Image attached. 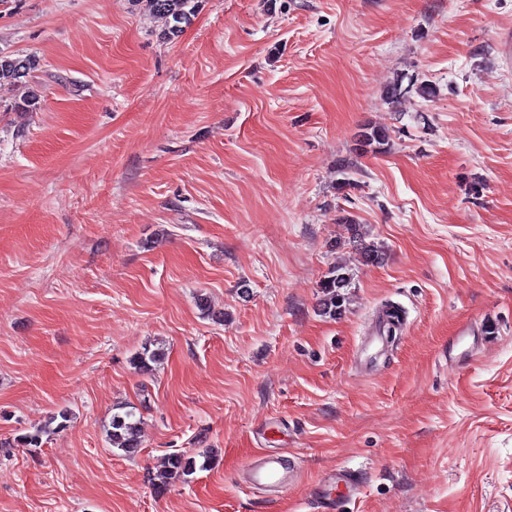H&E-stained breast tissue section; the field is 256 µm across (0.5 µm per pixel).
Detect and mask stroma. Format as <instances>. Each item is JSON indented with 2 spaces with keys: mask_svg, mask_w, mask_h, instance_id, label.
<instances>
[{
  "mask_svg": "<svg viewBox=\"0 0 512 512\" xmlns=\"http://www.w3.org/2000/svg\"><path fill=\"white\" fill-rule=\"evenodd\" d=\"M166 26L131 0H0L41 100L0 83V512H316L338 468L360 484L339 512H512V0H198ZM397 81L436 95L388 103ZM369 123L386 152H356ZM388 303L405 326L371 347ZM146 347L165 356L141 375ZM119 403L131 459L106 439ZM207 448L154 494L164 455ZM272 453L282 491L242 473ZM340 223L345 225L350 238L360 246L358 250L361 262L368 265L380 264L384 261V253L377 246L364 242L365 232L362 231L360 224L353 223L348 216L340 218ZM351 276L345 265L337 264L329 269L318 284V312L336 318L350 303ZM110 428L107 436L111 449L120 451L128 458L135 457L141 445L140 417L137 418L135 411L114 413Z\"/></svg>",
  "mask_w": 512,
  "mask_h": 512,
  "instance_id": "35a3bbf8",
  "label": "stroma"
}]
</instances>
